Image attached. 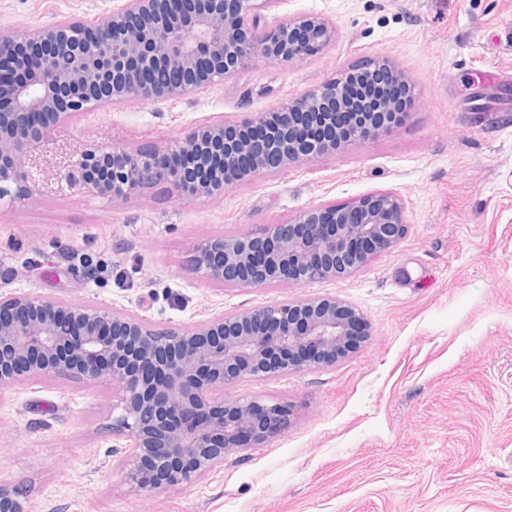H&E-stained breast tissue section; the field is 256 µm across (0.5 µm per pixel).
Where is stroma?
I'll return each instance as SVG.
<instances>
[{
  "instance_id": "obj_1",
  "label": "stroma",
  "mask_w": 512,
  "mask_h": 512,
  "mask_svg": "<svg viewBox=\"0 0 512 512\" xmlns=\"http://www.w3.org/2000/svg\"><path fill=\"white\" fill-rule=\"evenodd\" d=\"M118 0H0V30L95 22ZM324 17L304 62L256 61L206 91L103 108L58 125L87 147H164L242 121L369 59L403 70L414 102L392 132L267 173L217 198L160 184L124 204L63 191L0 203V292L97 303L183 327L277 300L360 309L361 347L335 366L248 381L287 400L288 430L180 490L135 491L112 390L44 379L0 389V478L33 512H512V0H279L267 23ZM378 192L406 203L396 248L355 274L241 288L189 262L208 236L259 234L319 204Z\"/></svg>"
}]
</instances>
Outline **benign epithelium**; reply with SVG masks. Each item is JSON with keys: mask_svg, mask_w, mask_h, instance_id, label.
Segmentation results:
<instances>
[{"mask_svg": "<svg viewBox=\"0 0 512 512\" xmlns=\"http://www.w3.org/2000/svg\"><path fill=\"white\" fill-rule=\"evenodd\" d=\"M279 0H121L95 23L63 18L0 30V60L19 57L17 75L0 71V200L68 189L132 202L164 184L171 198L217 197L276 168L332 155L396 128L403 114L360 119L342 135L332 122L349 109L358 79L385 70L370 60L274 107L286 127L256 112L241 125L257 139L228 140L234 123L196 126L184 141L135 151L57 144L58 124L99 108L160 103L203 92L258 59L293 63L322 51L333 30L318 15L262 23ZM407 228L401 195L382 192L346 205H321L256 236L200 241L191 257L203 278L243 288L302 286L365 267L390 252ZM368 327L334 298L288 300L160 329L137 314L23 292H0V388L67 377L112 387V428L127 438L125 481L138 491L177 490L288 429L282 403L229 395L250 378L330 367ZM0 512H32L25 493L0 479Z\"/></svg>", "mask_w": 512, "mask_h": 512, "instance_id": "benign-epithelium-1", "label": "benign epithelium"}]
</instances>
